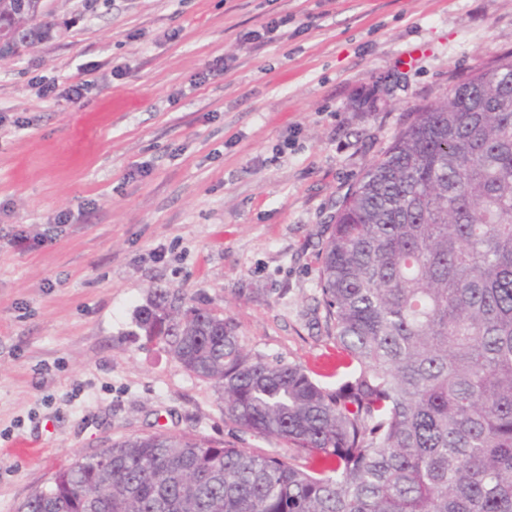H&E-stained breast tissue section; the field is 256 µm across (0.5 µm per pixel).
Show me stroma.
<instances>
[{"label": "stroma", "mask_w": 512, "mask_h": 512, "mask_svg": "<svg viewBox=\"0 0 512 512\" xmlns=\"http://www.w3.org/2000/svg\"><path fill=\"white\" fill-rule=\"evenodd\" d=\"M43 3L46 38L0 58V512L124 438L278 452L146 336L149 292L232 319L251 356L320 370L319 258L344 194L409 106L512 51V0Z\"/></svg>", "instance_id": "obj_1"}]
</instances>
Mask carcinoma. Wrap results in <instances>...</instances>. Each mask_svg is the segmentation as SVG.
I'll return each mask as SVG.
<instances>
[{
    "label": "carcinoma",
    "mask_w": 512,
    "mask_h": 512,
    "mask_svg": "<svg viewBox=\"0 0 512 512\" xmlns=\"http://www.w3.org/2000/svg\"><path fill=\"white\" fill-rule=\"evenodd\" d=\"M40 13L0 0V58L42 38ZM318 284L333 386L166 289L141 310L227 419L288 454L130 437L17 512H512V53L409 108L343 196Z\"/></svg>",
    "instance_id": "1"
}]
</instances>
